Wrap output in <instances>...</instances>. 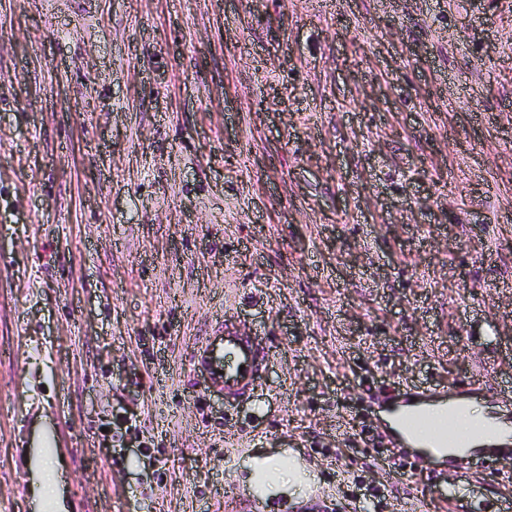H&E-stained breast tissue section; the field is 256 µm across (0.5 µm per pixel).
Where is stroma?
<instances>
[{
	"mask_svg": "<svg viewBox=\"0 0 512 512\" xmlns=\"http://www.w3.org/2000/svg\"><path fill=\"white\" fill-rule=\"evenodd\" d=\"M465 378L512 387V0H0V512L45 452L68 512H240L281 453L315 479L252 512H486L512 465L369 404ZM190 366L203 376L206 392L223 396L225 407L234 408L253 394L266 366V351L259 336L241 332L226 320L224 331L207 336L193 352ZM272 460L273 457H254L249 464L252 469L249 476L250 480L256 482L260 480V476L264 474L268 478L266 483L288 488V481H284L278 474L279 471L288 468V463H272Z\"/></svg>",
	"mask_w": 512,
	"mask_h": 512,
	"instance_id": "1",
	"label": "stroma"
}]
</instances>
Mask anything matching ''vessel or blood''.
<instances>
[{
  "instance_id": "b4317fda",
  "label": "vessel or blood",
  "mask_w": 512,
  "mask_h": 512,
  "mask_svg": "<svg viewBox=\"0 0 512 512\" xmlns=\"http://www.w3.org/2000/svg\"><path fill=\"white\" fill-rule=\"evenodd\" d=\"M193 372L200 374L208 393L222 396L234 408L249 399L266 366L260 337L225 323L220 334L206 337L190 357ZM479 382L469 380L438 390L427 386L405 388L381 402V409L399 415V425L388 433L402 450L420 449L422 459H443L446 449L471 447L474 431L454 426L465 400L483 395Z\"/></svg>"
}]
</instances>
